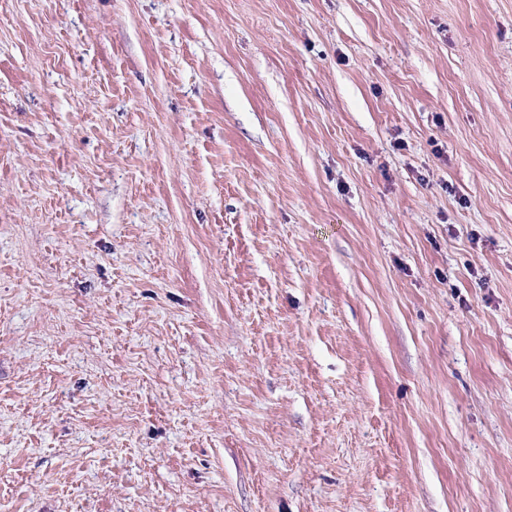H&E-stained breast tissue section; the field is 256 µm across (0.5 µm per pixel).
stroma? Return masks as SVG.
I'll use <instances>...</instances> for the list:
<instances>
[{
    "instance_id": "1",
    "label": "stroma",
    "mask_w": 512,
    "mask_h": 512,
    "mask_svg": "<svg viewBox=\"0 0 512 512\" xmlns=\"http://www.w3.org/2000/svg\"><path fill=\"white\" fill-rule=\"evenodd\" d=\"M0 512H512V0H0Z\"/></svg>"
}]
</instances>
